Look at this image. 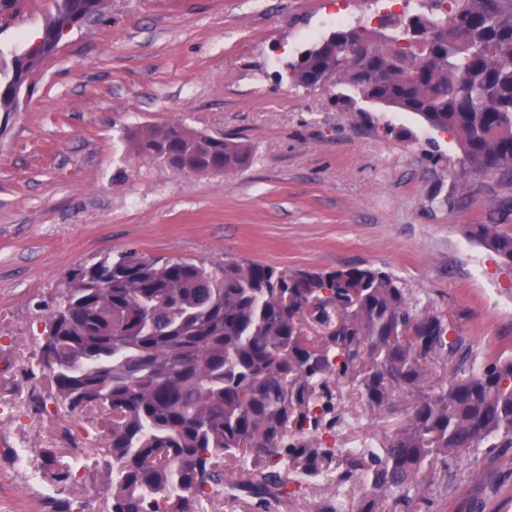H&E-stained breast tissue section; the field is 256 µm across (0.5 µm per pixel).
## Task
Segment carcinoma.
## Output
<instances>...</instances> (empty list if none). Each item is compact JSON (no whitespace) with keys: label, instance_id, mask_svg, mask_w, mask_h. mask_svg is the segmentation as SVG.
<instances>
[{"label":"carcinoma","instance_id":"1","mask_svg":"<svg viewBox=\"0 0 512 512\" xmlns=\"http://www.w3.org/2000/svg\"><path fill=\"white\" fill-rule=\"evenodd\" d=\"M106 0H54L45 23ZM429 11L347 26L288 66L334 78L351 104L420 116L481 167L512 174V0H428ZM0 61V113L16 110ZM178 171L234 169L248 147L181 130L131 132ZM512 268V233L474 224ZM41 366L54 398L107 412L109 512H196L204 501L269 512L308 490L316 512H432L463 453L512 450V353L483 359L455 319L422 314L393 274L364 266L283 271L224 260L161 261L130 250L80 268L46 319ZM344 386L373 410L405 390L403 422L380 443L331 445ZM232 495H223L224 490Z\"/></svg>","mask_w":512,"mask_h":512}]
</instances>
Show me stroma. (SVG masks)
Wrapping results in <instances>:
<instances>
[{
  "label": "stroma",
  "mask_w": 512,
  "mask_h": 512,
  "mask_svg": "<svg viewBox=\"0 0 512 512\" xmlns=\"http://www.w3.org/2000/svg\"><path fill=\"white\" fill-rule=\"evenodd\" d=\"M53 0L0 11V52L28 46ZM419 0H107L66 34L17 112L0 114V512H107L97 411L53 403L38 363L45 317L73 270L134 250L161 260L280 269L367 265L401 278L417 309L454 316L474 351L512 349V268L467 237L512 233V177L476 171L449 135L400 109L292 86L287 64L348 24ZM180 125L250 148L232 172H180L136 152L131 130ZM47 400L46 410L34 399ZM410 398L371 410L345 388L344 446L376 441ZM35 447L25 467L19 449ZM80 481L55 485L41 450ZM434 512H512V454L465 456Z\"/></svg>",
  "instance_id": "1"
}]
</instances>
